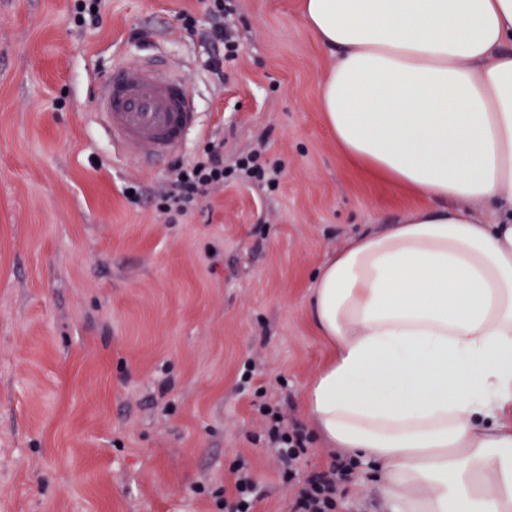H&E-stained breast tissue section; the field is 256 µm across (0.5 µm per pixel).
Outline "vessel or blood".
<instances>
[{"label":"vessel or blood","mask_w":512,"mask_h":512,"mask_svg":"<svg viewBox=\"0 0 512 512\" xmlns=\"http://www.w3.org/2000/svg\"><path fill=\"white\" fill-rule=\"evenodd\" d=\"M95 121L126 162L147 166L184 146L199 127L195 100L185 83L152 63H113L101 81Z\"/></svg>","instance_id":"1"}]
</instances>
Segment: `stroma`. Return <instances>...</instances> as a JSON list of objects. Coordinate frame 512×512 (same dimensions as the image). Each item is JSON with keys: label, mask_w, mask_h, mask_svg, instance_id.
<instances>
[{"label": "stroma", "mask_w": 512, "mask_h": 512, "mask_svg": "<svg viewBox=\"0 0 512 512\" xmlns=\"http://www.w3.org/2000/svg\"><path fill=\"white\" fill-rule=\"evenodd\" d=\"M206 0H0V512H218L245 465L257 512H288L256 389L304 436L303 475L331 451L302 396L329 357L305 302L349 239L419 207L344 157L319 110L331 59L301 0H230L240 45L223 86L208 73ZM191 13L196 30L185 29ZM158 60L199 109L197 137L225 159L265 142L276 189L228 182L181 223L129 183L167 164L117 158L92 120L115 59ZM336 512H389L370 465L339 483ZM75 4L76 19L79 27H96L100 24L101 20V8L103 0H78ZM92 8L96 9V12H92Z\"/></svg>", "instance_id": "35a3bbf8"}]
</instances>
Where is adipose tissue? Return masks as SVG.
Segmentation results:
<instances>
[{
    "label": "adipose tissue",
    "mask_w": 512,
    "mask_h": 512,
    "mask_svg": "<svg viewBox=\"0 0 512 512\" xmlns=\"http://www.w3.org/2000/svg\"><path fill=\"white\" fill-rule=\"evenodd\" d=\"M338 149L425 206L318 270L312 428L391 512H512V0H302Z\"/></svg>",
    "instance_id": "ef3b65f1"
}]
</instances>
